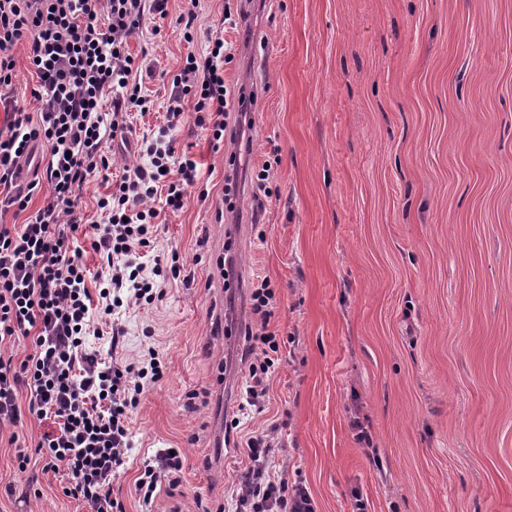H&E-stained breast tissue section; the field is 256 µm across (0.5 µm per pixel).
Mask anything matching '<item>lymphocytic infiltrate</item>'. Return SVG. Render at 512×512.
<instances>
[{
    "mask_svg": "<svg viewBox=\"0 0 512 512\" xmlns=\"http://www.w3.org/2000/svg\"><path fill=\"white\" fill-rule=\"evenodd\" d=\"M167 15V0H0V111L9 118L0 128V213H26L39 183L49 187L24 224L0 225V344L23 336L33 346L20 364L0 357V426L22 425L28 416L57 420L58 434L34 453L19 450L17 465L26 467L35 454L46 469L66 472L67 494L88 512H125L112 480L132 448V414L164 376L154 348L131 363L108 362L86 341L95 319L126 304H152L163 284L180 276L177 264L141 260L162 210L154 206L157 195L180 210L200 179L197 161L177 153L168 133L190 109L213 146H224L229 112L243 120L257 104L252 93L228 103L224 66L236 48L222 31H209L206 52L187 54L170 77L166 128L141 143L143 164L124 170L96 202L105 220L91 248L108 270L89 279L76 244L78 194L90 179L106 176L104 149L127 144L131 114L149 109L139 81L144 61L129 42L149 18ZM21 42L37 79L32 113L11 95V50ZM249 301L245 408L260 413L281 361L280 339L269 327L277 306L270 278L253 276ZM278 431L273 425L247 438L249 464L233 484L232 512H315L306 488L269 467ZM181 470L180 454L167 450L144 463L135 480L139 500L151 504L158 484L179 486Z\"/></svg>",
    "mask_w": 512,
    "mask_h": 512,
    "instance_id": "f902f5d3",
    "label": "lymphocytic infiltrate"
}]
</instances>
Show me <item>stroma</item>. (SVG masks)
<instances>
[{
  "label": "stroma",
  "mask_w": 512,
  "mask_h": 512,
  "mask_svg": "<svg viewBox=\"0 0 512 512\" xmlns=\"http://www.w3.org/2000/svg\"><path fill=\"white\" fill-rule=\"evenodd\" d=\"M187 7L168 0L162 34L129 43L156 70L137 136L155 138L163 124L166 73L220 29L238 47L224 70L230 93H258L239 173L268 160L274 176L256 224L249 185L227 210L225 154L193 114L173 133L209 196L162 214L142 260L178 252L192 284L123 312L119 345L107 334L87 342L126 362L149 343L164 365L114 481L126 512H141L134 480L162 449H180L181 483L158 487L152 512L216 507L245 467L212 432L241 401L240 331L257 272L278 295L271 328L285 344L269 405L246 429L287 416L273 465L303 484L316 512H353L355 489L367 512H512V0H248L235 29L224 0H200L190 43L177 23ZM105 190L90 180L78 200L94 274L90 232ZM230 240L224 275L209 260ZM201 389L206 403L188 406ZM357 402L368 446L356 439ZM56 429L0 428V512H85L41 460L17 469L18 449Z\"/></svg>",
  "instance_id": "stroma-1"
}]
</instances>
